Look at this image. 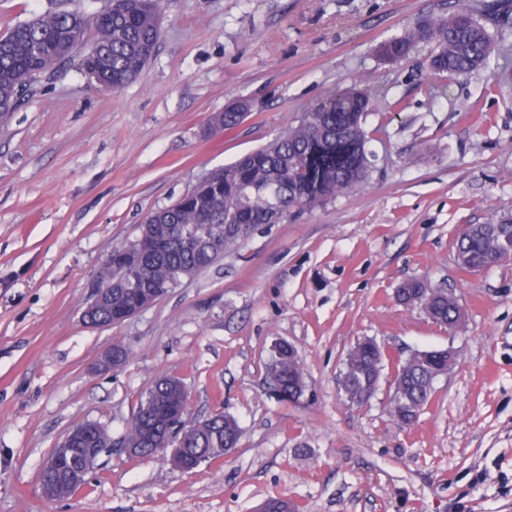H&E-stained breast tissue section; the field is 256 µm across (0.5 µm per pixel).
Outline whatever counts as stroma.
I'll use <instances>...</instances> for the list:
<instances>
[{"mask_svg": "<svg viewBox=\"0 0 512 512\" xmlns=\"http://www.w3.org/2000/svg\"><path fill=\"white\" fill-rule=\"evenodd\" d=\"M496 41L489 69L450 83L426 51L389 64L375 48L454 0H164L141 75L100 89L72 64L47 75L0 130V512H512V260L462 272L470 224L512 217V29L490 0H463ZM108 0H0V31L50 10L95 16ZM368 88L372 172L348 196L263 224L233 252L118 325L81 313L112 249L206 170L255 149L326 87ZM246 100L232 133L212 115ZM418 280L452 290L464 328L398 298ZM387 351L378 389L350 405L347 352ZM306 388L276 396L275 342ZM121 345L127 360L91 365ZM454 349L411 424L389 413L397 352ZM181 379L186 423L221 412L237 447L193 472L124 447L153 381ZM112 449L73 494L43 499L42 466L74 426Z\"/></svg>", "mask_w": 512, "mask_h": 512, "instance_id": "35a3bbf8", "label": "stroma"}]
</instances>
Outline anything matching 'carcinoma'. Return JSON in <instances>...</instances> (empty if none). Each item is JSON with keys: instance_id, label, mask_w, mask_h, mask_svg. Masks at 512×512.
Masks as SVG:
<instances>
[{"instance_id": "cac0c4a2", "label": "carcinoma", "mask_w": 512, "mask_h": 512, "mask_svg": "<svg viewBox=\"0 0 512 512\" xmlns=\"http://www.w3.org/2000/svg\"><path fill=\"white\" fill-rule=\"evenodd\" d=\"M162 6L163 0H112V7L91 20L76 11H48L0 34V127L8 126L23 95L62 63L76 62L89 82L103 89L118 91L134 80L161 37ZM91 28L94 45L77 59ZM422 45L431 46L430 70L450 82L488 68L495 50L488 29L461 4L446 15L419 19L381 43L377 55L397 62ZM370 112L367 89L357 84L330 87L315 107L272 141L205 172L178 202L148 214L140 235L112 250V259L100 271L98 285L112 286L119 300L100 308L95 318L102 324H120L143 306L146 295L165 297L236 249L257 226L280 223L304 207L334 201L365 184L371 173L365 127ZM247 113L248 104L242 101L214 115L211 129L230 133ZM455 251L467 272L494 264L498 256L512 252V218L467 226L455 240ZM420 288L409 281L400 297L422 305L436 324L453 325L457 307L448 300V289L424 297ZM381 358L378 343L358 346L346 387L351 405L370 400ZM444 359L432 350L426 361L406 366L401 384L408 405L399 414L401 423H412L428 403L432 372ZM266 371L282 399H299L304 374L294 352L269 359ZM187 405L179 379L156 378L130 422L126 440L142 442L143 454H153V445L143 442L144 434L165 435L168 412ZM239 437L237 421L219 412L190 429L180 447L194 462L217 461L237 446ZM86 447L110 448L112 436L97 423Z\"/></svg>"}]
</instances>
